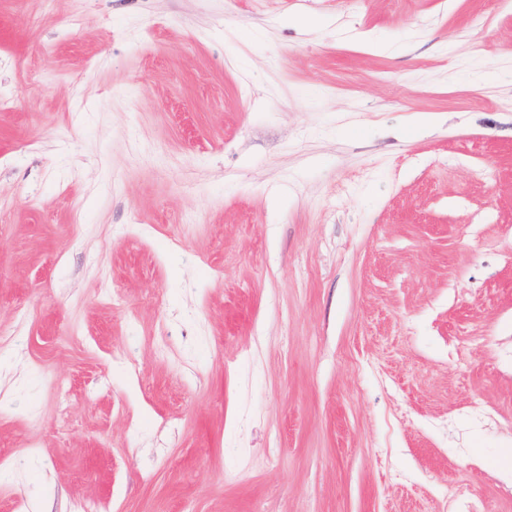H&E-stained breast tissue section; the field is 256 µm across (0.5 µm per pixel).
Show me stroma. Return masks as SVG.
Returning <instances> with one entry per match:
<instances>
[{"instance_id": "35a3bbf8", "label": "stroma", "mask_w": 512, "mask_h": 512, "mask_svg": "<svg viewBox=\"0 0 512 512\" xmlns=\"http://www.w3.org/2000/svg\"><path fill=\"white\" fill-rule=\"evenodd\" d=\"M0 94V512H512V0H0ZM453 501H459L461 512H490L483 501L479 500L465 485L452 489Z\"/></svg>"}]
</instances>
